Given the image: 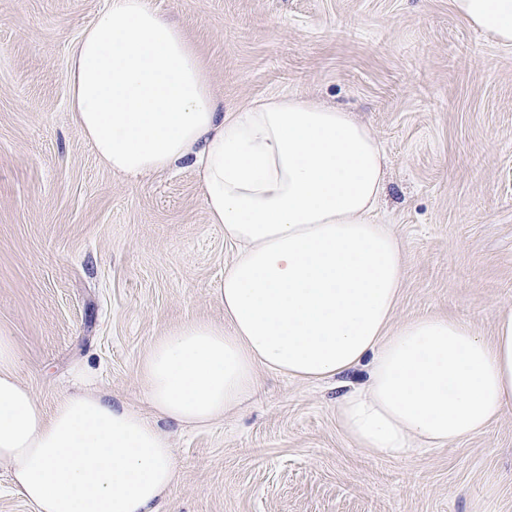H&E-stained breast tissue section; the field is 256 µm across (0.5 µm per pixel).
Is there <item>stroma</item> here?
Returning <instances> with one entry per match:
<instances>
[{
	"mask_svg": "<svg viewBox=\"0 0 512 512\" xmlns=\"http://www.w3.org/2000/svg\"><path fill=\"white\" fill-rule=\"evenodd\" d=\"M204 61L221 107L299 95L353 112L386 159L379 220L403 238L396 320L491 334L512 306V47L451 0H152ZM109 0H0V333L45 409L93 378L166 434L159 512H512V414L444 448L380 459L336 422L334 384L263 371L207 427L160 417L139 362L167 329L224 319L235 249L189 165L127 182L69 107L68 69Z\"/></svg>",
	"mask_w": 512,
	"mask_h": 512,
	"instance_id": "35a3bbf8",
	"label": "stroma"
}]
</instances>
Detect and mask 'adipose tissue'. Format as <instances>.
Segmentation results:
<instances>
[{
	"label": "adipose tissue",
	"instance_id": "1",
	"mask_svg": "<svg viewBox=\"0 0 512 512\" xmlns=\"http://www.w3.org/2000/svg\"><path fill=\"white\" fill-rule=\"evenodd\" d=\"M452 8L512 46V0ZM68 82L106 167L136 180L191 163L210 222L237 248L223 322L170 327L140 360L161 417L223 419L254 397L263 369L304 382L366 370L337 400L336 421L383 458L447 447L512 413L511 307L488 336L448 316L395 321L405 250L375 221L385 156L351 113L295 95L219 111L198 53L151 0H110L77 42ZM19 365L0 335V461L36 512H158L177 468L167 438L103 394L45 410Z\"/></svg>",
	"mask_w": 512,
	"mask_h": 512
}]
</instances>
